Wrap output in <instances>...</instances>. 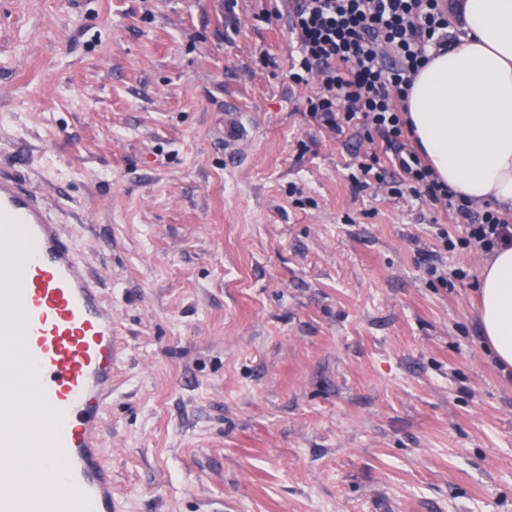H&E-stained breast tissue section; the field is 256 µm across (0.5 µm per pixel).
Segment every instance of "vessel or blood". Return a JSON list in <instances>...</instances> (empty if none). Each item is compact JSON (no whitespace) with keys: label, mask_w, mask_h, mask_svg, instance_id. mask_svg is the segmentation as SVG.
Returning <instances> with one entry per match:
<instances>
[{"label":"vessel or blood","mask_w":512,"mask_h":512,"mask_svg":"<svg viewBox=\"0 0 512 512\" xmlns=\"http://www.w3.org/2000/svg\"><path fill=\"white\" fill-rule=\"evenodd\" d=\"M224 108V145L248 136ZM0 512H115L103 462L112 305L39 192L0 174Z\"/></svg>","instance_id":"1"}]
</instances>
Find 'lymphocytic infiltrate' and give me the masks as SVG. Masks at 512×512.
I'll return each mask as SVG.
<instances>
[{"mask_svg":"<svg viewBox=\"0 0 512 512\" xmlns=\"http://www.w3.org/2000/svg\"><path fill=\"white\" fill-rule=\"evenodd\" d=\"M288 19L298 43L290 79L319 81L307 101L310 118L338 135L362 124L382 141L362 174L382 180V166L390 164L402 174L392 195L419 193L444 204L468 224V242L484 249L511 244L512 225L497 212L473 211L410 145L407 90L428 48L448 44L446 0H289Z\"/></svg>","mask_w":512,"mask_h":512,"instance_id":"f902f5d3","label":"lymphocytic infiltrate"}]
</instances>
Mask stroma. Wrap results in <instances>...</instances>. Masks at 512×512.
<instances>
[{"instance_id":"35a3bbf8","label":"stroma","mask_w":512,"mask_h":512,"mask_svg":"<svg viewBox=\"0 0 512 512\" xmlns=\"http://www.w3.org/2000/svg\"><path fill=\"white\" fill-rule=\"evenodd\" d=\"M261 9L0 0V172L112 303L119 512H512V371L475 318L489 252L442 205L354 189L369 141L310 120L317 83ZM243 113L236 107L224 106V146L235 149L249 140L243 124Z\"/></svg>"}]
</instances>
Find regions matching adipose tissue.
<instances>
[{"instance_id": "obj_1", "label": "adipose tissue", "mask_w": 512, "mask_h": 512, "mask_svg": "<svg viewBox=\"0 0 512 512\" xmlns=\"http://www.w3.org/2000/svg\"><path fill=\"white\" fill-rule=\"evenodd\" d=\"M456 9L465 35L430 52L408 117L441 180L512 213V0H458ZM477 319L493 357L512 368V245L481 269Z\"/></svg>"}]
</instances>
